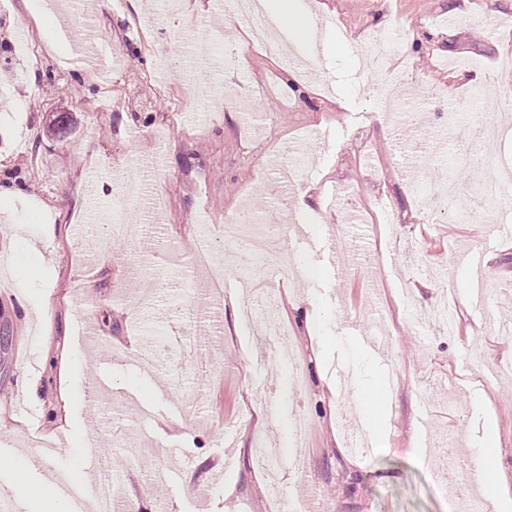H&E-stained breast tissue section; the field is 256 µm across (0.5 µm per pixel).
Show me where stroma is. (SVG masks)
Instances as JSON below:
<instances>
[{
	"label": "stroma",
	"instance_id": "obj_1",
	"mask_svg": "<svg viewBox=\"0 0 512 512\" xmlns=\"http://www.w3.org/2000/svg\"><path fill=\"white\" fill-rule=\"evenodd\" d=\"M61 2L50 19L39 0L0 7V185L21 189L0 200V445L11 447L0 494L44 512L47 480L64 473L86 482L94 454L111 458L123 497H137L144 512H199L202 503L206 512H270L274 503L279 512H448L428 463L452 457L457 490L481 494L470 454L489 419L497 463L512 478V337L493 329L512 319V190L492 203L476 190L512 167V110L494 116L499 90H512V63L502 62L512 54V0H294L301 14L323 6L317 91L300 98L286 93L283 69L244 28L198 0L175 11L161 0H114L91 21L87 0ZM151 12L155 23L135 28ZM22 23L37 60L20 61L12 46ZM64 25L118 58L110 96L73 55ZM374 31L398 46L385 77L390 98L361 53ZM22 65L26 80L10 83ZM477 72L493 90L479 104L469 84ZM233 85L251 119L241 102L216 104V92ZM59 112L72 118L62 136L51 129ZM439 129L445 158L466 152L482 164L449 173L473 214L468 223L451 212L423 217L421 154ZM287 142L306 146L296 158L297 189L313 196L306 210L282 199L275 158ZM124 172L143 184L137 201L119 192ZM382 198L392 206L388 222L377 210ZM244 205L284 239L288 274L256 269L225 237L226 215ZM116 210L128 214L125 236L85 267V248ZM295 225L316 240L344 229L335 265L290 240ZM205 241L223 267L219 296L211 268L195 261ZM477 249L488 281L480 310L467 301L472 272L458 262ZM436 266L458 310L452 336L403 313L409 302L435 307ZM240 282L253 299L275 291L286 341L267 336L263 323L244 326L230 304ZM145 295L156 303L143 311ZM298 304L312 330L298 325ZM352 320L365 331L387 324V357L344 334ZM49 334L72 351L62 429L52 418L59 385L45 360ZM148 346L157 362L132 365L131 353ZM336 360L351 374L350 396L331 373ZM393 374L388 409L364 414L370 453L352 452V404ZM257 382L285 400L284 414L252 418ZM47 441L58 449L40 455ZM259 441L281 458L277 481L256 464ZM184 457L192 465L182 470ZM158 468L179 475L156 493Z\"/></svg>",
	"mask_w": 512,
	"mask_h": 512
}]
</instances>
